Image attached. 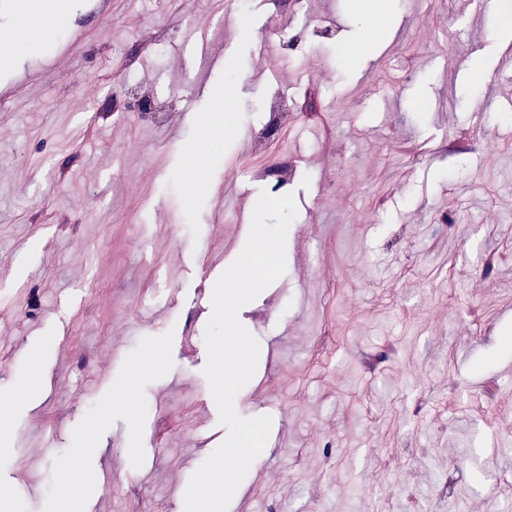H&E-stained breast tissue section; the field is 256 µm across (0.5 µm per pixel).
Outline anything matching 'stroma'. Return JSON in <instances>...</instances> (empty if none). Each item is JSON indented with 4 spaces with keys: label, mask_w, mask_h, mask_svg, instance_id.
Returning <instances> with one entry per match:
<instances>
[{
    "label": "stroma",
    "mask_w": 512,
    "mask_h": 512,
    "mask_svg": "<svg viewBox=\"0 0 512 512\" xmlns=\"http://www.w3.org/2000/svg\"><path fill=\"white\" fill-rule=\"evenodd\" d=\"M386 11L356 62L354 0H74L41 46L0 45L9 512H171L223 441L204 332L272 185L251 134L276 95L297 109L277 153L298 214L284 276L239 313L260 354L237 410L273 423L228 512H512V8ZM190 19L219 65L183 48ZM126 64L165 121L130 108Z\"/></svg>",
    "instance_id": "stroma-1"
}]
</instances>
